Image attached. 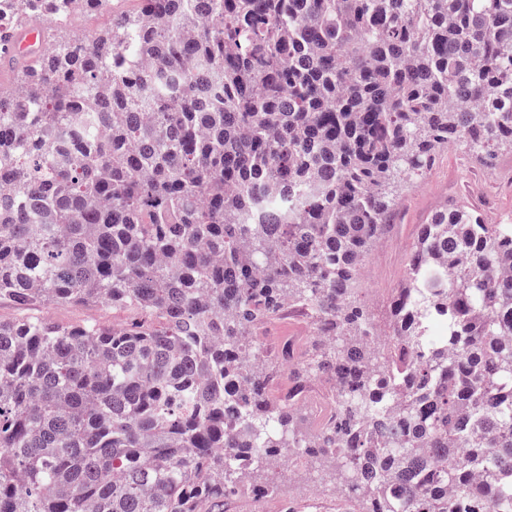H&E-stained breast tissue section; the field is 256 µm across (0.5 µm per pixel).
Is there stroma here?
<instances>
[{"label":"stroma","mask_w":512,"mask_h":512,"mask_svg":"<svg viewBox=\"0 0 512 512\" xmlns=\"http://www.w3.org/2000/svg\"><path fill=\"white\" fill-rule=\"evenodd\" d=\"M393 219L376 247L365 258L360 275V298L373 322L388 327V298L407 276V256L421 224L442 208L463 202L497 223L512 217V150L500 149L491 164H479L463 146L441 149L430 172L414 180L398 178L392 185ZM37 314L62 325L98 322L109 325L128 320L126 311L108 304H44ZM309 312L288 308L258 337L259 354L274 371L275 390L288 387V370L281 366L279 349L283 342L308 341ZM247 492L225 503L224 512H356L343 487L334 463L316 470L310 465H290L287 459L250 470ZM256 484L275 486V493L255 500L250 488Z\"/></svg>","instance_id":"35a3bbf8"}]
</instances>
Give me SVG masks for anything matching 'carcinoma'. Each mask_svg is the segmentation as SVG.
<instances>
[{"instance_id":"1","label":"carcinoma","mask_w":512,"mask_h":512,"mask_svg":"<svg viewBox=\"0 0 512 512\" xmlns=\"http://www.w3.org/2000/svg\"><path fill=\"white\" fill-rule=\"evenodd\" d=\"M140 3L0 91V299L132 313L0 321V512H224L286 442L359 512H512V223L435 212L383 339L356 288L395 177L512 149V0ZM290 306L281 397L256 337Z\"/></svg>"}]
</instances>
